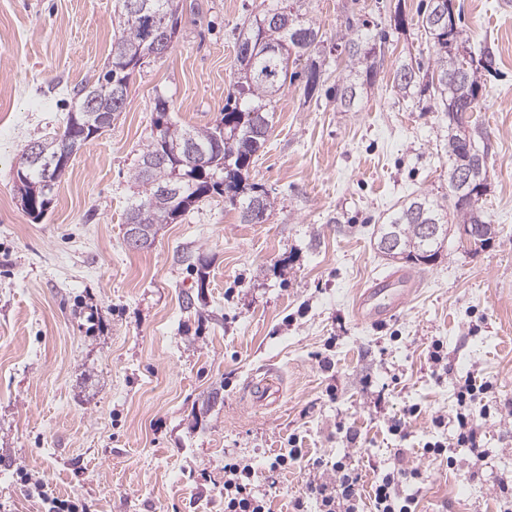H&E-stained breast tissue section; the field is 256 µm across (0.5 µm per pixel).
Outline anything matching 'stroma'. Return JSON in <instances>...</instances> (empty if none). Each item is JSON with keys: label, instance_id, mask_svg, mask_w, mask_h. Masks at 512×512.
Returning <instances> with one entry per match:
<instances>
[{"label": "stroma", "instance_id": "obj_1", "mask_svg": "<svg viewBox=\"0 0 512 512\" xmlns=\"http://www.w3.org/2000/svg\"><path fill=\"white\" fill-rule=\"evenodd\" d=\"M427 2L311 0L325 75L306 96L299 58L273 104L248 169L272 202L265 222L241 223L238 203L214 193L138 250L125 215L154 99L182 126L219 121L239 32L262 0H184L173 48L132 73L123 111L73 156L38 221L17 201L19 156L62 129L75 86L106 71L114 0H0V512H49L53 497L90 512H224L228 456L252 463L270 512L298 497L315 512L317 460L349 461L366 489L419 468L404 488L416 512H512V11L499 0H452L473 58L495 60L474 116L497 236L477 250L451 231L434 262L404 270L375 244L401 201L448 192L447 118L393 86L402 63L434 67ZM350 19L387 38L379 81L340 112L328 91L345 73L337 41ZM402 270L417 284L408 302L383 324L359 320L358 290ZM267 374L281 400L244 401ZM469 375L494 385L476 419L488 451L477 470L456 443ZM401 417L405 434L392 435ZM437 441L448 460L423 456ZM295 447L298 461L270 472Z\"/></svg>", "mask_w": 512, "mask_h": 512}]
</instances>
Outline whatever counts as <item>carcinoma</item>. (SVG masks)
I'll return each instance as SVG.
<instances>
[{"mask_svg": "<svg viewBox=\"0 0 512 512\" xmlns=\"http://www.w3.org/2000/svg\"><path fill=\"white\" fill-rule=\"evenodd\" d=\"M112 34V61L110 68L97 83L83 85L74 90L76 108L67 113L62 130L43 144L55 151L63 141L82 148L90 132L85 130L84 104L93 98L94 110L113 116L124 105L98 93L100 84L112 83L117 88L127 82L133 63L132 49L147 50L151 45L149 16L130 18L128 0H114ZM151 13L179 15L180 0H146ZM308 0H269L264 8L249 20L248 30L237 38L238 76L227 96L220 121L203 129L180 127L169 117L168 101L157 97L154 102V130L146 145L134 181L143 187L140 199L131 204L126 223L139 226L145 233L141 248L150 247L158 226L172 224L201 199L212 193L227 192L237 197L250 190L239 203L240 219L251 224V212L258 208L266 212L271 208L267 193L255 184L245 187L251 158L265 148L273 116L272 98L285 86L290 59L307 57L304 91L311 97L320 85L323 61L320 60L324 44L323 34L307 16ZM364 22L347 21L344 38L347 50V74L336 87V109L356 111L363 90L377 82V44L363 34ZM421 27L437 47L435 65L430 74L405 63L396 70L394 84L402 98L415 95L429 96L434 106L448 116V179L458 168L478 171L477 192L471 197L448 192V197L437 200L420 193L403 202L380 225L377 250L395 263L426 265L435 260L446 237L448 226L457 224L460 235L475 248L486 247L498 229L486 217L481 205L487 190L488 146L484 136L472 120L480 91L479 72L491 71L495 63L488 52L474 65L453 52L460 31L455 26L452 0H431L427 13L421 18ZM265 47L248 52V45L257 41ZM191 139L207 154V166L199 167L187 162L169 161L152 168L146 162L152 157L168 153V149ZM43 171H30L18 187L21 209L35 220L41 219L52 201V192L43 191L40 184ZM175 183L182 192L161 205L154 204L160 187Z\"/></svg>", "mask_w": 512, "mask_h": 512, "instance_id": "obj_1", "label": "carcinoma"}]
</instances>
